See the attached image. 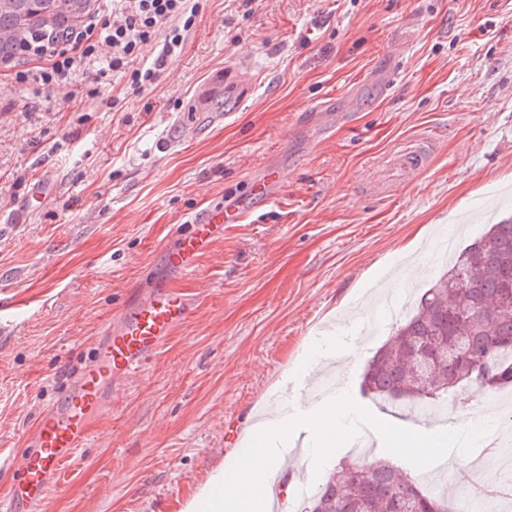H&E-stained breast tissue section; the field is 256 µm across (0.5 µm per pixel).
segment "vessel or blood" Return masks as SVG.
I'll return each mask as SVG.
<instances>
[{
	"instance_id": "obj_1",
	"label": "vessel or blood",
	"mask_w": 512,
	"mask_h": 512,
	"mask_svg": "<svg viewBox=\"0 0 512 512\" xmlns=\"http://www.w3.org/2000/svg\"><path fill=\"white\" fill-rule=\"evenodd\" d=\"M228 84L242 97L253 87L252 79L242 70L214 73L195 91L196 110H204L212 95ZM280 179V168L270 166L233 205L211 207L193 221L175 225L172 244L163 250L167 268L178 278L192 272L223 238L225 225L240 223L253 212L257 201L275 197ZM192 313V299L170 280L153 278L133 290L118 321L98 336L89 363L78 371L61 400L41 415L33 445L25 449L18 466L0 457L1 469H15L14 493L0 505V512H43L66 465L89 444L96 422L111 411L117 379L140 371Z\"/></svg>"
}]
</instances>
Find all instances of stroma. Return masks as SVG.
I'll return each mask as SVG.
<instances>
[{"instance_id": "1", "label": "stroma", "mask_w": 512, "mask_h": 512, "mask_svg": "<svg viewBox=\"0 0 512 512\" xmlns=\"http://www.w3.org/2000/svg\"><path fill=\"white\" fill-rule=\"evenodd\" d=\"M155 84L95 95L21 87L0 68V285L22 304L0 324V452L21 457L65 376L162 263L174 225L228 203L266 162L276 198L183 281L195 302L65 469L45 512H180L248 440L226 430L260 408L293 415V363L321 341L345 349L339 386L361 389L393 312L362 300L393 269L420 297L442 265L512 215V0H199ZM250 68L224 121L197 115L211 73ZM194 113V112H193ZM429 147L402 176L401 154ZM49 199L25 206L37 177Z\"/></svg>"}]
</instances>
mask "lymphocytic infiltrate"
<instances>
[{
	"instance_id": "f902f5d3",
	"label": "lymphocytic infiltrate",
	"mask_w": 512,
	"mask_h": 512,
	"mask_svg": "<svg viewBox=\"0 0 512 512\" xmlns=\"http://www.w3.org/2000/svg\"><path fill=\"white\" fill-rule=\"evenodd\" d=\"M196 0H114L108 19L89 17L65 38L43 36L32 40L27 53L33 68L19 69L14 79L41 87L67 84L77 72L97 59L127 78L133 93H142L159 78L166 60L180 47L196 22ZM160 41L151 65H140L145 45Z\"/></svg>"
}]
</instances>
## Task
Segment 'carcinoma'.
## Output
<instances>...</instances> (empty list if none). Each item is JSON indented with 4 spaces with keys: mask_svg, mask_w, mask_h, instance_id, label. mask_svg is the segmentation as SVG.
I'll list each match as a JSON object with an SVG mask.
<instances>
[{
    "mask_svg": "<svg viewBox=\"0 0 512 512\" xmlns=\"http://www.w3.org/2000/svg\"><path fill=\"white\" fill-rule=\"evenodd\" d=\"M94 0H0V59L15 63L20 44L36 35L63 36L94 10ZM429 336L462 344L465 356L438 358L430 375L418 367ZM460 384L512 386V217L490 225L457 252L368 363L362 389L384 404L419 408ZM448 512L441 495L421 490L389 462L344 464L307 501L303 512Z\"/></svg>",
    "mask_w": 512,
    "mask_h": 512,
    "instance_id": "obj_1",
    "label": "carcinoma"
}]
</instances>
